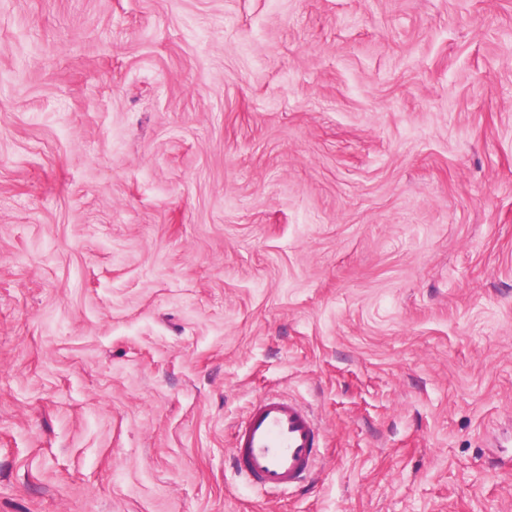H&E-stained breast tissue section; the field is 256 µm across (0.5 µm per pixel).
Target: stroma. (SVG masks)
<instances>
[{"label":"stroma","mask_w":512,"mask_h":512,"mask_svg":"<svg viewBox=\"0 0 512 512\" xmlns=\"http://www.w3.org/2000/svg\"><path fill=\"white\" fill-rule=\"evenodd\" d=\"M0 512H512V0H0ZM319 439V423L305 406L280 395L261 397L235 427L236 470L261 488L289 490L317 469Z\"/></svg>","instance_id":"1"}]
</instances>
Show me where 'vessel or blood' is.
<instances>
[{
    "instance_id": "vessel-or-blood-1",
    "label": "vessel or blood",
    "mask_w": 512,
    "mask_h": 512,
    "mask_svg": "<svg viewBox=\"0 0 512 512\" xmlns=\"http://www.w3.org/2000/svg\"><path fill=\"white\" fill-rule=\"evenodd\" d=\"M319 439V423L305 406L280 395L261 397L234 430L236 470L254 485L288 490L317 469Z\"/></svg>"
}]
</instances>
